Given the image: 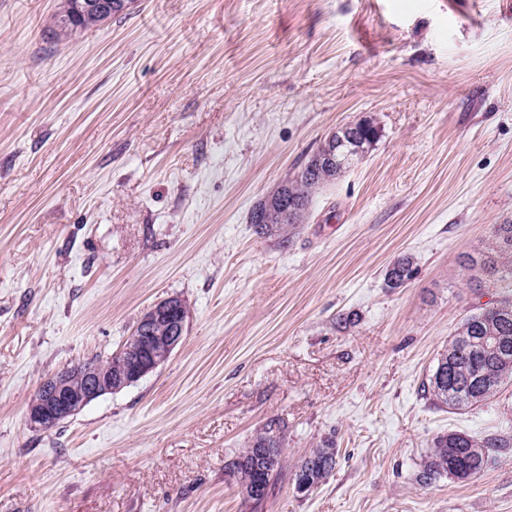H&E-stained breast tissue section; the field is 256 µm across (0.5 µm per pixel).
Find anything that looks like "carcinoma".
<instances>
[{
  "label": "carcinoma",
  "mask_w": 512,
  "mask_h": 512,
  "mask_svg": "<svg viewBox=\"0 0 512 512\" xmlns=\"http://www.w3.org/2000/svg\"><path fill=\"white\" fill-rule=\"evenodd\" d=\"M68 2L62 0L48 25V30L58 40L77 31L96 28L107 21V18L96 14H84L70 22L67 20L70 15ZM378 138L376 119L370 115L362 116L329 135L294 178L285 180L272 195L253 208L250 224L255 233L265 235L274 231L288 239V234L297 225L305 223L313 193L368 153ZM463 266L469 270L486 271L497 283H512V224L494 225L488 248L475 256H464ZM414 274L413 257L402 255L386 270V287L403 288ZM93 361L108 377L116 375L125 363L120 351L106 359L95 357ZM511 379L512 297H509L463 319L457 332L448 340V346L438 353L437 363L423 383V390L437 406L466 409L486 403L498 393L502 384ZM503 445L504 439L500 434L476 438L455 430L440 433L432 439L431 450L417 481L424 485L443 477L467 481L489 465L490 450ZM282 447L281 432L270 426L226 464V469L235 476L244 471L246 464L257 467L256 471L249 473L256 490L248 493L246 499L260 504L272 493L274 476L281 468ZM258 448L274 451L272 465L255 461ZM471 448H481L484 453L475 456L469 452ZM335 466L336 448L327 441L300 460L295 466L293 480L317 486Z\"/></svg>",
  "instance_id": "1"
}]
</instances>
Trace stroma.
Listing matches in <instances>:
<instances>
[{
	"label": "stroma",
	"mask_w": 512,
	"mask_h": 512,
	"mask_svg": "<svg viewBox=\"0 0 512 512\" xmlns=\"http://www.w3.org/2000/svg\"><path fill=\"white\" fill-rule=\"evenodd\" d=\"M61 0H0V512H512V446L418 484L432 438L512 426L422 384L512 291L464 269L512 224V0H132L56 40ZM363 115L380 137L289 240L254 206ZM414 259L407 287L384 274ZM170 297L153 372L55 428L41 382L120 350ZM284 437L255 505L226 463ZM309 495L295 465L326 439ZM415 274L414 260L408 254L398 257L388 267L385 273V283L387 288H404ZM333 442H325L321 448H316L295 466L294 483L297 480L307 481L315 488L326 479L336 466V448Z\"/></svg>",
	"instance_id": "obj_1"
}]
</instances>
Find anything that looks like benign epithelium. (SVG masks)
Here are the masks:
<instances>
[{
    "label": "benign epithelium",
    "mask_w": 512,
    "mask_h": 512,
    "mask_svg": "<svg viewBox=\"0 0 512 512\" xmlns=\"http://www.w3.org/2000/svg\"><path fill=\"white\" fill-rule=\"evenodd\" d=\"M112 8L109 0H75L73 9L76 13L94 12L105 14ZM181 307V300L168 298L154 305L142 324L149 325L165 318L172 310ZM183 340L182 324L170 327L166 336H139L135 346L126 348L124 369L117 374L114 392L125 386L138 382L158 365L154 347L159 346L170 355ZM86 382L84 387L76 389L67 383V374L60 373L45 379L39 386L37 394L41 399L30 407L27 419L30 425L48 430L63 420L76 414L92 401L110 391L102 379L100 371L88 366L84 369Z\"/></svg>",
    "instance_id": "benign-epithelium-1"
}]
</instances>
